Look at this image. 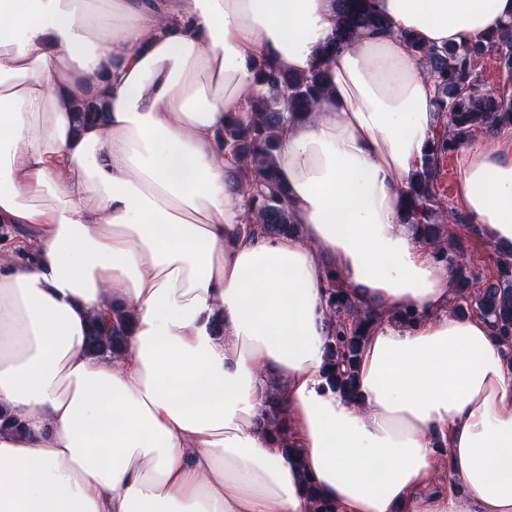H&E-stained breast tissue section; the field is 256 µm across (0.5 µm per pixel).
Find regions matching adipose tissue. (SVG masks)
I'll list each match as a JSON object with an SVG mask.
<instances>
[{
    "instance_id": "1",
    "label": "adipose tissue",
    "mask_w": 512,
    "mask_h": 512,
    "mask_svg": "<svg viewBox=\"0 0 512 512\" xmlns=\"http://www.w3.org/2000/svg\"><path fill=\"white\" fill-rule=\"evenodd\" d=\"M328 95L278 169L300 236L243 222L217 134L248 122L253 66L292 74L335 0H0V512H512V350L449 315L450 272L401 221L439 122L430 46L512 0H367ZM96 100L104 123L77 127ZM456 205L512 249V127L459 151ZM409 308L376 323L356 395L325 378L324 287ZM128 315L123 355L92 319ZM294 450L257 420L271 381Z\"/></svg>"
}]
</instances>
